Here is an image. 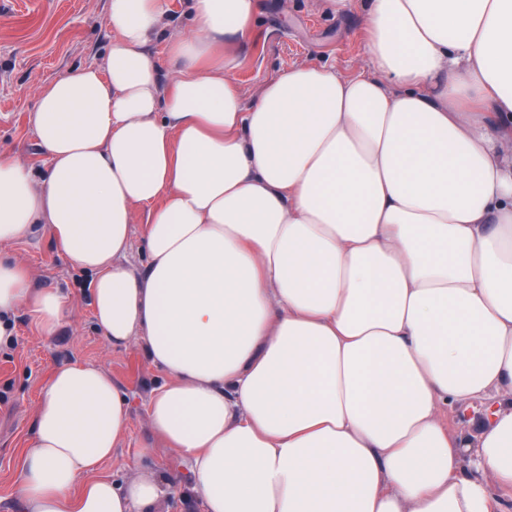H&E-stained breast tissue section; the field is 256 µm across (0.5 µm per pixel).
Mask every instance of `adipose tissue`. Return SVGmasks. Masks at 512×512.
<instances>
[{
	"label": "adipose tissue",
	"mask_w": 512,
	"mask_h": 512,
	"mask_svg": "<svg viewBox=\"0 0 512 512\" xmlns=\"http://www.w3.org/2000/svg\"><path fill=\"white\" fill-rule=\"evenodd\" d=\"M255 7L193 0L164 76V0H108L103 61L30 116L45 173L0 151V244L41 224L93 273L104 336L168 377L149 426L203 512H512V0H370L365 70L297 66L247 108L218 49ZM28 281L0 260V340L64 315ZM472 400L497 406L450 431ZM129 414L100 366L58 367L24 512H157L165 471L92 477ZM487 404L474 403L467 409L448 411L444 416L446 424H450L458 431L474 433L477 430L478 422L482 419Z\"/></svg>",
	"instance_id": "ef3b65f1"
}]
</instances>
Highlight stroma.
<instances>
[{
    "instance_id": "stroma-1",
    "label": "stroma",
    "mask_w": 512,
    "mask_h": 512,
    "mask_svg": "<svg viewBox=\"0 0 512 512\" xmlns=\"http://www.w3.org/2000/svg\"><path fill=\"white\" fill-rule=\"evenodd\" d=\"M107 0H0V150L44 171L47 157L29 122L42 87L80 66L102 61L109 43ZM365 16L361 5L334 11L319 0H256L247 37H229L224 52L236 61L233 72L245 103L271 77L308 63L340 74L356 72L364 61ZM0 257L24 265L33 291H55L67 312L49 337L37 330L28 308L11 318V341L0 344V512H20L17 487L25 450L33 439L42 389L59 366L96 364L127 392L130 421L121 448L96 470L99 478L124 482L150 466L170 472L176 485L162 512H203L187 488L188 466L175 451L154 446L147 404L164 381L137 345L115 349L98 328L90 305L92 276L73 265L52 244L43 225H33L21 241L0 245Z\"/></svg>"
}]
</instances>
